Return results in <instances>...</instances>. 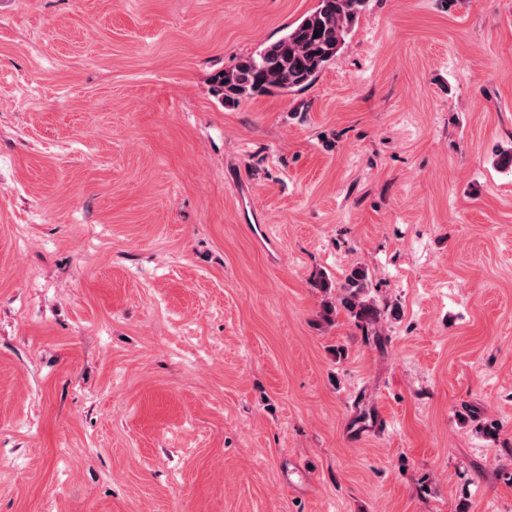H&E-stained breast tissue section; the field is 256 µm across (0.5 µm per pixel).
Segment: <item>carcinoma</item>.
<instances>
[{
    "label": "carcinoma",
    "instance_id": "obj_1",
    "mask_svg": "<svg viewBox=\"0 0 512 512\" xmlns=\"http://www.w3.org/2000/svg\"><path fill=\"white\" fill-rule=\"evenodd\" d=\"M365 0H317L316 6L287 28L278 39L243 57L211 79L213 95L224 104L243 96L274 91L291 93L311 85L343 49ZM319 36H314V33ZM367 275L354 269L339 295L340 304L360 322L373 326L388 312L367 298Z\"/></svg>",
    "mask_w": 512,
    "mask_h": 512
}]
</instances>
